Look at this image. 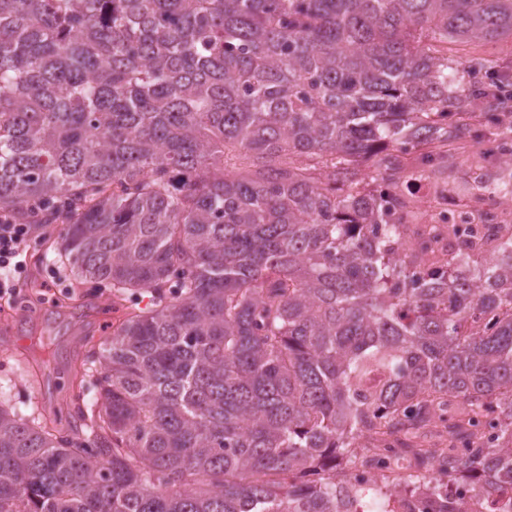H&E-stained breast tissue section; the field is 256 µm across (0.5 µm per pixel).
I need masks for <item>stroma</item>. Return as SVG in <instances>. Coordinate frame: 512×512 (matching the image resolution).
Wrapping results in <instances>:
<instances>
[{
  "instance_id": "1",
  "label": "stroma",
  "mask_w": 512,
  "mask_h": 512,
  "mask_svg": "<svg viewBox=\"0 0 512 512\" xmlns=\"http://www.w3.org/2000/svg\"><path fill=\"white\" fill-rule=\"evenodd\" d=\"M449 57L479 60L494 69L512 63V37L496 42H452ZM496 128L479 125L476 136L452 143L450 154L457 166H439L422 171L417 154L407 157V168L397 180L398 193L411 196L424 181L465 200L477 195V183L470 180L466 166L476 163L486 142L494 140ZM64 224L42 227L39 237L26 247L25 285L10 302L7 325L12 328L16 347L0 349V400L19 414L55 412L69 402L72 374L87 352L99 343L102 313L111 291L95 283L79 284L58 255Z\"/></svg>"
}]
</instances>
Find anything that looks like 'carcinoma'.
<instances>
[{
  "label": "carcinoma",
  "instance_id": "1",
  "mask_svg": "<svg viewBox=\"0 0 512 512\" xmlns=\"http://www.w3.org/2000/svg\"><path fill=\"white\" fill-rule=\"evenodd\" d=\"M504 36L512 0H0V214L67 220L121 313L100 405L0 401V512H336L358 440L441 405L384 486L512 488V224L417 277L390 191L461 108L512 125V67L444 52Z\"/></svg>",
  "mask_w": 512,
  "mask_h": 512
}]
</instances>
